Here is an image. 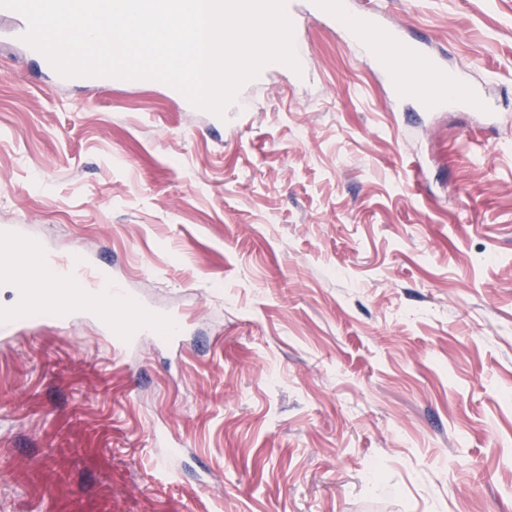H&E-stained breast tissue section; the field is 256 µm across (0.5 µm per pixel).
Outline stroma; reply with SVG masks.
Here are the masks:
<instances>
[{
	"instance_id": "35a3bbf8",
	"label": "stroma",
	"mask_w": 512,
	"mask_h": 512,
	"mask_svg": "<svg viewBox=\"0 0 512 512\" xmlns=\"http://www.w3.org/2000/svg\"><path fill=\"white\" fill-rule=\"evenodd\" d=\"M374 3L496 122L304 12L310 75L221 119L58 84L0 15V225L194 315L117 359L87 313L0 341V512H512V0Z\"/></svg>"
}]
</instances>
